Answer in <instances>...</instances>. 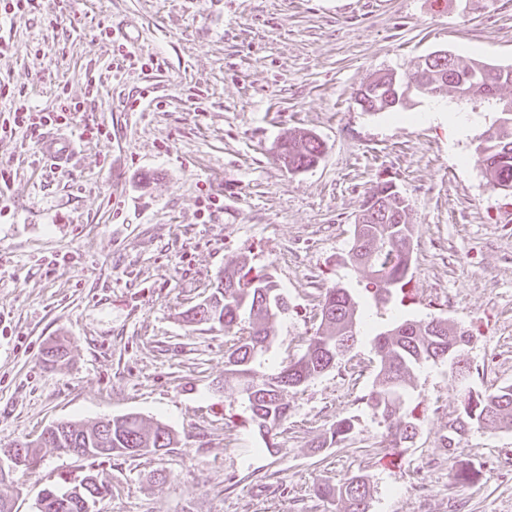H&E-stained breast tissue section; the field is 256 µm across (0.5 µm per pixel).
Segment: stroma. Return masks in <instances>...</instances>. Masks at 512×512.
<instances>
[{"instance_id": "stroma-1", "label": "stroma", "mask_w": 512, "mask_h": 512, "mask_svg": "<svg viewBox=\"0 0 512 512\" xmlns=\"http://www.w3.org/2000/svg\"><path fill=\"white\" fill-rule=\"evenodd\" d=\"M128 34L140 41L126 60ZM0 37L14 45L0 79L42 107L63 93L83 104L65 168L37 143L0 139L15 173L0 188L12 212L0 221V447L129 413L177 439L160 457L42 449L39 469L14 474V512L97 472L112 479L98 512H336L314 488L354 474L373 485L369 512H512V428L475 427L455 453L443 446L459 401L446 364L415 370L420 428L396 448L362 401L378 358L360 339L289 391L271 453L246 402L219 388L228 335L181 317L248 259L288 299L264 368L300 357L326 288L364 296L346 256L373 185L389 181L415 226L411 281L368 305L370 323L447 319L472 337L471 387L512 384V195L488 184L476 139L496 112L441 95L472 121L458 138L425 119L433 97L390 112L354 98L371 73L414 70L436 51L512 66V0H34L0 20ZM93 122L110 137L85 134ZM298 130L324 154L293 174L276 149ZM59 339L67 356L46 364ZM348 416L349 438L312 450ZM460 465L479 469L477 483L450 478Z\"/></svg>"}]
</instances>
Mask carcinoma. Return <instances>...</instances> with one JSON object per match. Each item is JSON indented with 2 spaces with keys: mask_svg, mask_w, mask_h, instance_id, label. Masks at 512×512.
<instances>
[{
  "mask_svg": "<svg viewBox=\"0 0 512 512\" xmlns=\"http://www.w3.org/2000/svg\"><path fill=\"white\" fill-rule=\"evenodd\" d=\"M414 74L431 95L468 91L470 98L491 102L500 113L499 124L481 133L478 148L492 186L512 183V99L497 96L500 87L512 84V66H494L479 61L464 63L454 56L429 55ZM408 73L375 72L360 85L356 101L365 112L395 111L405 106L403 85ZM321 141L306 131L291 133L278 145L277 161L290 173L306 171L319 163ZM380 197L362 210L354 225L353 244L348 263L366 274V292L376 303H386L393 293L403 291L410 282L414 250V226L407 221L408 203L391 184L376 185ZM361 303L350 289L334 286L320 300V324L308 338L304 354L268 373L260 370L268 351L273 322L288 309L273 276L252 273L248 262L224 268L214 291L203 302L189 308L182 319L190 328L206 326L238 336L225 351L224 388L245 396L251 422L268 437L266 448L277 450L275 439L288 422L291 406L288 391L298 390L323 373L341 364L342 358L357 342ZM457 330L440 317L427 320H403L377 332L371 344L380 358V367L372 387L364 396L366 406L384 428L394 446L412 441L418 434L417 417L410 409L406 394L414 371L433 361L448 363L449 377L460 393L459 413L451 420L445 446L453 450L473 427L512 426V385L491 392H476L467 386L471 364L459 365L463 349L454 347ZM355 420H336L325 433L311 441L318 450L347 439ZM177 444L167 425L149 424L137 414H126L92 424L61 422L43 440L49 448H77V455L91 457L87 449L110 448L112 454L130 456L133 448H149L163 455ZM316 496L340 505V512H369L372 498L367 475H352L336 483L323 482ZM39 512H82L76 502L60 500V489H43Z\"/></svg>",
  "mask_w": 512,
  "mask_h": 512,
  "instance_id": "obj_1",
  "label": "carcinoma"
}]
</instances>
